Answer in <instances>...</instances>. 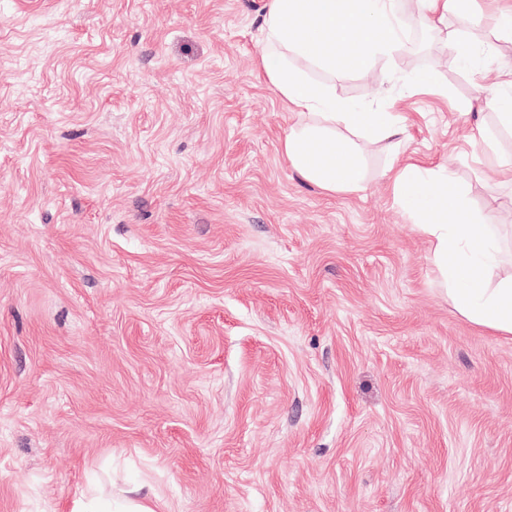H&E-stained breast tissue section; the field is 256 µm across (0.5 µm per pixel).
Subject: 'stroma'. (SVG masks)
<instances>
[{
	"label": "stroma",
	"mask_w": 512,
	"mask_h": 512,
	"mask_svg": "<svg viewBox=\"0 0 512 512\" xmlns=\"http://www.w3.org/2000/svg\"><path fill=\"white\" fill-rule=\"evenodd\" d=\"M269 0H0V512L152 486L171 512H512V338L457 313L397 204V161L454 158L512 265V183L473 134L500 95L441 31L366 73L289 56L400 150L337 126L364 185L282 150ZM499 0L466 36L512 65ZM430 69L439 87L416 89Z\"/></svg>",
	"instance_id": "1"
}]
</instances>
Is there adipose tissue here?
<instances>
[{"label": "adipose tissue", "mask_w": 512, "mask_h": 512, "mask_svg": "<svg viewBox=\"0 0 512 512\" xmlns=\"http://www.w3.org/2000/svg\"><path fill=\"white\" fill-rule=\"evenodd\" d=\"M262 26L266 47L261 64L267 77L293 110L320 116L316 124L291 128L282 143L286 157L326 190L360 187V158L348 141L336 138V124L362 128L374 139L396 145L407 134L400 116L358 111L334 92L309 82L289 66L288 57L294 54L331 68L371 69L378 59L404 47L405 23L393 0H271ZM452 49L476 82L490 79L502 89L496 121L512 130V67L488 68L495 53L490 44L459 38ZM394 183L397 203L431 245L453 308L497 335L511 336L512 272L499 269L493 226L468 209L454 181L452 161L434 169L406 164ZM71 512H167V505L135 487L110 499L83 495Z\"/></svg>", "instance_id": "1"}]
</instances>
